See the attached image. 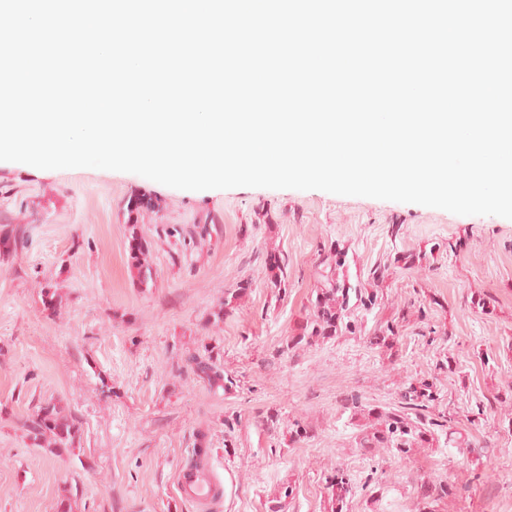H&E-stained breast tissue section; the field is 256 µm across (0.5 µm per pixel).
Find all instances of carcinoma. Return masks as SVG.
<instances>
[{"label": "carcinoma", "instance_id": "cac0c4a2", "mask_svg": "<svg viewBox=\"0 0 512 512\" xmlns=\"http://www.w3.org/2000/svg\"><path fill=\"white\" fill-rule=\"evenodd\" d=\"M155 208L152 199L145 196H133L129 198L126 210L129 221L128 237V266L139 284L148 285L152 280V272L147 257L150 254L151 242L141 232L137 215L143 210ZM361 301L367 308L375 304L373 298H363L359 288H353L345 281H340L330 270L323 275L322 287L314 302L313 314L301 326L296 343L316 336H330L336 333L339 324H344L346 331L356 332L358 325L351 321H344L349 310L351 298ZM193 371L207 379L212 386L220 385L224 381V373L213 362L212 357H191ZM425 389L410 385L403 395V405L409 410H417L423 406V401L428 399ZM407 415L396 414L385 423L382 430L374 434L373 440L383 443L386 447L396 452L406 454L413 447V438L408 429L402 427ZM25 437L34 448H43L51 454L61 455L66 453L73 460L81 459L82 428L80 421L65 408L55 402H46L37 406L27 415L21 424ZM326 489L331 503H336L346 497L350 492L349 483L343 477H334L326 484Z\"/></svg>", "mask_w": 512, "mask_h": 512}]
</instances>
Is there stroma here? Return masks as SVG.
<instances>
[{"label":"stroma","instance_id":"stroma-1","mask_svg":"<svg viewBox=\"0 0 512 512\" xmlns=\"http://www.w3.org/2000/svg\"><path fill=\"white\" fill-rule=\"evenodd\" d=\"M143 194L145 288L127 263L126 202ZM17 228L22 247L0 254V512H55L73 492L75 512H330L338 470L341 512H512V219L1 161L0 236ZM331 251L337 277L377 299L353 316L392 325L381 344L341 329L289 347ZM208 353L223 386L188 363ZM411 385L432 394L426 441L404 457L371 446ZM48 401L80 421L81 461L24 437L20 418ZM199 440L235 473L205 508L176 487Z\"/></svg>","mask_w":512,"mask_h":512}]
</instances>
